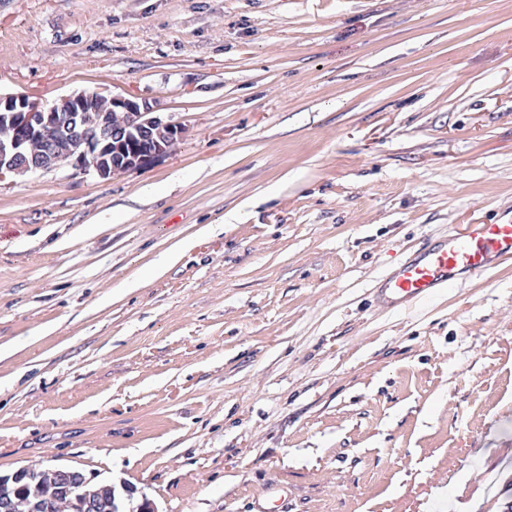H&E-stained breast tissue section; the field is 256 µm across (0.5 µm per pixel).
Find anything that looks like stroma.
I'll use <instances>...</instances> for the list:
<instances>
[{"instance_id":"1","label":"stroma","mask_w":512,"mask_h":512,"mask_svg":"<svg viewBox=\"0 0 512 512\" xmlns=\"http://www.w3.org/2000/svg\"><path fill=\"white\" fill-rule=\"evenodd\" d=\"M94 90L186 133L108 180L0 182V475L156 512H503L512 262L366 298L512 208V0H0V94Z\"/></svg>"}]
</instances>
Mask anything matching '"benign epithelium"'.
I'll use <instances>...</instances> for the list:
<instances>
[{
	"instance_id": "7a95c632",
	"label": "benign epithelium",
	"mask_w": 512,
	"mask_h": 512,
	"mask_svg": "<svg viewBox=\"0 0 512 512\" xmlns=\"http://www.w3.org/2000/svg\"><path fill=\"white\" fill-rule=\"evenodd\" d=\"M95 99L107 101L112 104V109L126 113L127 133L124 139L112 143V154L108 155L102 138L86 137L48 168L72 166L84 171L92 170L100 178L108 179L149 164L168 153L170 142L184 137V127L163 120L151 103L132 95L79 92L62 97L51 105L26 94L0 95V126L6 129V133L0 136V182L18 175L12 164L13 158L31 140L55 130L58 113L81 111ZM144 125L154 128L158 134V140L150 151L136 147L139 128ZM48 474L63 492V498L46 507L48 512H61L65 508L68 512H98L97 499L84 491L90 480L81 471L57 468ZM28 477L24 470L0 475V512H13L14 496L24 491L23 482Z\"/></svg>"
}]
</instances>
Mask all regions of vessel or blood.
<instances>
[{
	"label": "vessel or blood",
	"instance_id": "1",
	"mask_svg": "<svg viewBox=\"0 0 512 512\" xmlns=\"http://www.w3.org/2000/svg\"><path fill=\"white\" fill-rule=\"evenodd\" d=\"M507 260H512L511 210L497 222L425 239L377 279L368 304L383 312L408 310Z\"/></svg>",
	"mask_w": 512,
	"mask_h": 512
}]
</instances>
